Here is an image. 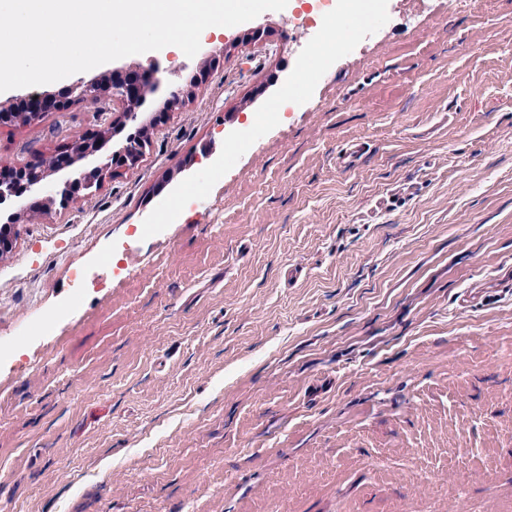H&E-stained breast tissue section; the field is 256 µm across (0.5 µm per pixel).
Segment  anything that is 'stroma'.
Returning a JSON list of instances; mask_svg holds the SVG:
<instances>
[{
    "label": "stroma",
    "mask_w": 512,
    "mask_h": 512,
    "mask_svg": "<svg viewBox=\"0 0 512 512\" xmlns=\"http://www.w3.org/2000/svg\"><path fill=\"white\" fill-rule=\"evenodd\" d=\"M318 8L165 52L207 79L134 169L21 211L0 512H512V0H387L300 81Z\"/></svg>",
    "instance_id": "stroma-1"
}]
</instances>
